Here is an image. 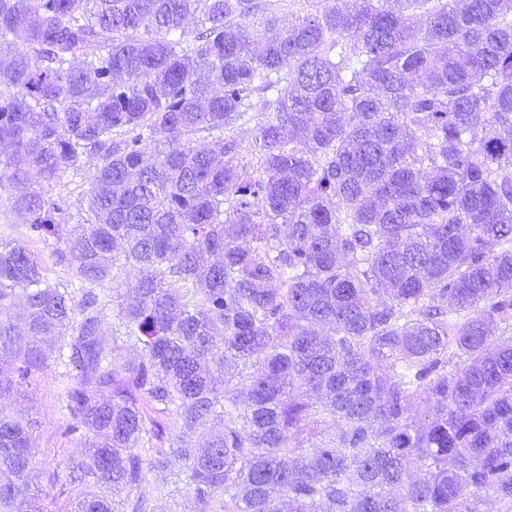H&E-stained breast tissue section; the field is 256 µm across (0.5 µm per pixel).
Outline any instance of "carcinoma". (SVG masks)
<instances>
[{"instance_id": "obj_1", "label": "carcinoma", "mask_w": 512, "mask_h": 512, "mask_svg": "<svg viewBox=\"0 0 512 512\" xmlns=\"http://www.w3.org/2000/svg\"><path fill=\"white\" fill-rule=\"evenodd\" d=\"M277 24L259 0H0V43L27 45L0 51V194L78 281L0 241V512H53L14 408L51 365L63 435L97 438L74 512H151L172 458L195 512L512 504L489 330L512 320V0ZM87 157L71 230L52 189Z\"/></svg>"}]
</instances>
